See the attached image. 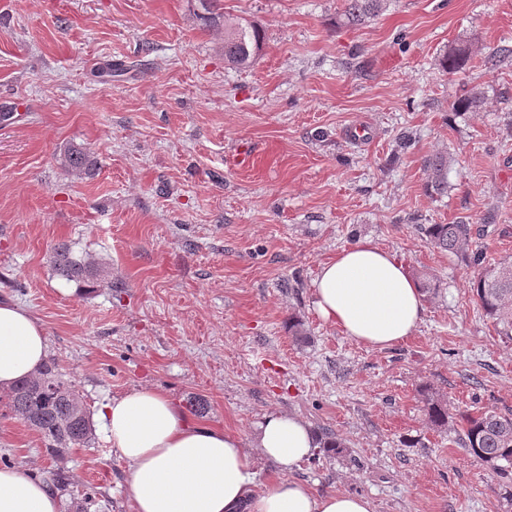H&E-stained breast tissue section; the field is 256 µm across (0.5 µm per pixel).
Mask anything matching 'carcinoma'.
<instances>
[{"label":"carcinoma","instance_id":"obj_1","mask_svg":"<svg viewBox=\"0 0 512 512\" xmlns=\"http://www.w3.org/2000/svg\"><path fill=\"white\" fill-rule=\"evenodd\" d=\"M391 0H344L343 24L361 26L386 10ZM199 19L204 25L224 29V62L234 67H250L263 48L260 28L245 20L224 19L223 0H198ZM473 48L462 46L442 58L443 69L456 72L470 58ZM484 92L472 87L456 97L452 109L469 112L483 102ZM60 165L69 173L91 176L96 169L92 152L81 144L68 143L59 155ZM452 157L437 152L424 158L425 188L432 195L448 193V167ZM435 248L462 256L475 268L472 288L484 314L499 327V333L512 340V261L484 262L483 252L469 251L474 229L467 221L452 224H419L416 227ZM49 263L57 276L93 288L105 282L112 286V270L107 263L77 256L67 243L54 246ZM427 415L435 427L445 429L454 417L447 401L431 388L421 390ZM5 407L23 418L45 441L46 452L65 460L74 448H89L94 439L91 414L75 385L59 371L56 359L48 360L33 376L14 385L5 395ZM462 445L475 460L493 467L500 476L512 475V411L485 408L475 414H459ZM53 487L70 497L68 512H92L98 505V492L92 487L74 493L65 467L50 472Z\"/></svg>","mask_w":512,"mask_h":512}]
</instances>
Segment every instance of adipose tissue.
Instances as JSON below:
<instances>
[{"label": "adipose tissue", "mask_w": 512, "mask_h": 512, "mask_svg": "<svg viewBox=\"0 0 512 512\" xmlns=\"http://www.w3.org/2000/svg\"><path fill=\"white\" fill-rule=\"evenodd\" d=\"M312 297L325 323L373 348L411 336L424 311L419 285L403 263L369 241L322 264ZM47 355L43 325L0 298V389L34 375ZM100 416L108 442L127 465L133 512H237L242 505L248 512H373L364 496L320 494L289 476L257 488V459L289 473L317 448L316 436L298 415L265 414L247 444L193 422L170 397L142 387L105 402ZM0 512H61V500L50 483L0 467Z\"/></svg>", "instance_id": "ef3b65f1"}]
</instances>
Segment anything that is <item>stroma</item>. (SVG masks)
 I'll list each match as a JSON object with an SVG mask.
<instances>
[{
  "label": "stroma",
  "mask_w": 512,
  "mask_h": 512,
  "mask_svg": "<svg viewBox=\"0 0 512 512\" xmlns=\"http://www.w3.org/2000/svg\"><path fill=\"white\" fill-rule=\"evenodd\" d=\"M342 8L224 0L264 39L236 69L191 0H0V297L43 323L90 411L151 386L246 439L279 409L344 444L295 471L317 492L364 495L374 512H512V480L470 457L459 427L434 428L420 396L432 386L453 415L512 410V341L461 257L416 230L466 220L488 262L512 259V65L483 63L512 47V0H393L358 29ZM465 43L477 54L446 73L443 53ZM118 63L126 73L105 77ZM471 86L482 106L452 112ZM354 125L366 139L346 137ZM71 141L93 153V176L61 168ZM241 144L255 166L240 164ZM436 152L454 158L442 196L424 188ZM365 237L439 284L413 336L387 349L312 304L320 263ZM62 242L109 263L111 284L57 276L48 257ZM0 455L43 480L55 468L2 407ZM65 466L73 489L102 491L101 512H132L103 431Z\"/></svg>",
  "instance_id": "stroma-1"
}]
</instances>
